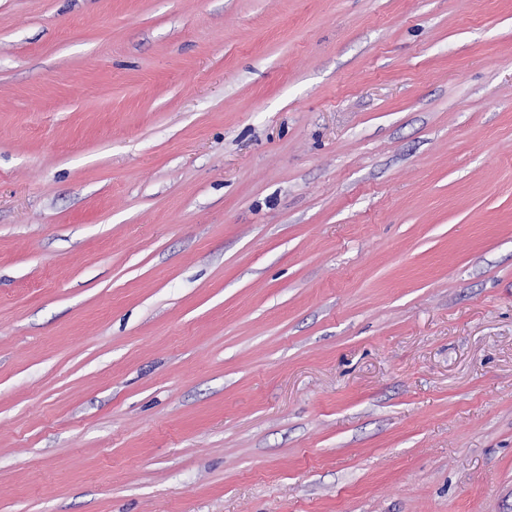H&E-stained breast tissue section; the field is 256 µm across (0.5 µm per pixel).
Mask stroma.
I'll use <instances>...</instances> for the list:
<instances>
[{
	"instance_id": "1",
	"label": "stroma",
	"mask_w": 512,
	"mask_h": 512,
	"mask_svg": "<svg viewBox=\"0 0 512 512\" xmlns=\"http://www.w3.org/2000/svg\"><path fill=\"white\" fill-rule=\"evenodd\" d=\"M0 512H512V0H0Z\"/></svg>"
}]
</instances>
